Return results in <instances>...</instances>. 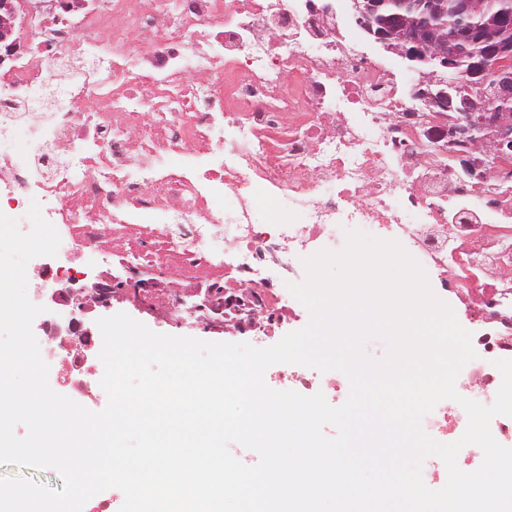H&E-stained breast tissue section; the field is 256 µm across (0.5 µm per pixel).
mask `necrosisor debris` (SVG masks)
<instances>
[{
  "label": "necrosis or debris",
  "mask_w": 512,
  "mask_h": 512,
  "mask_svg": "<svg viewBox=\"0 0 512 512\" xmlns=\"http://www.w3.org/2000/svg\"><path fill=\"white\" fill-rule=\"evenodd\" d=\"M317 30L306 0H102L27 16L21 49L0 71V141L17 122L28 127L0 150V212L16 219L38 201L66 259L112 256L159 273L149 298L175 317L182 288L209 291L235 262L230 332L265 330L271 311L292 320L261 275L275 242L298 269L318 241L341 249L339 229L361 226L429 271L463 265L461 303L498 326L479 345L512 349V324H502L512 321V178L490 174V144H449L392 71ZM58 53L97 70L59 86L60 107L45 112ZM455 154L483 176L453 168ZM269 198L275 221L257 223ZM39 347L57 359L63 390L92 400L87 354L101 335L71 349L46 335ZM277 381L305 396L344 386L307 368H284ZM501 382L495 366L468 364L455 388L488 405Z\"/></svg>",
  "instance_id": "necrosis-or-debris-1"
}]
</instances>
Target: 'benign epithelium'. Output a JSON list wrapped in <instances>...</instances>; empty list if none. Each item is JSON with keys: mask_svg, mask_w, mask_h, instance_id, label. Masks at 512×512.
Returning <instances> with one entry per match:
<instances>
[{"mask_svg": "<svg viewBox=\"0 0 512 512\" xmlns=\"http://www.w3.org/2000/svg\"><path fill=\"white\" fill-rule=\"evenodd\" d=\"M356 24L366 36L384 51L392 52L408 63L423 62L416 69L419 75L412 85V96L421 99L437 117L448 111L446 87L454 86L469 93L464 109L451 120L446 129L448 139L466 138L474 140L482 134L493 140L498 155L512 157V67L502 57L512 54V47L499 41L497 31L512 27V8L502 7L486 25H478L472 19L486 12L487 0H351ZM387 6L396 20V25L376 30L371 23V14L381 6ZM21 8L18 0H0V64L13 57L17 40L13 38L15 20ZM453 11L464 25L454 38L442 34L441 20ZM475 42L482 46V56L474 65L469 79H459L455 74L457 45ZM494 73L493 104L484 103V97L474 93L488 82L487 72ZM126 283L106 273L92 282L91 290L97 307L109 308L112 297ZM85 287L75 289L68 286L52 294L56 304L70 305L81 313L90 311L85 304ZM237 303L234 295H224L217 302L207 296L193 310L204 312L202 321L206 326L224 329V309Z\"/></svg>", "mask_w": 512, "mask_h": 512, "instance_id": "benign-epithelium-1", "label": "benign epithelium"}]
</instances>
